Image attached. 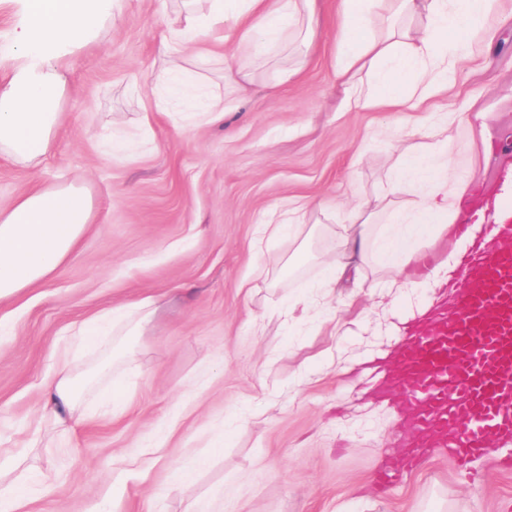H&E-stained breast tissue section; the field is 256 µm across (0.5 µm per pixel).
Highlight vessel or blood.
<instances>
[{"instance_id":"b4317fda","label":"vessel or blood","mask_w":512,"mask_h":512,"mask_svg":"<svg viewBox=\"0 0 512 512\" xmlns=\"http://www.w3.org/2000/svg\"><path fill=\"white\" fill-rule=\"evenodd\" d=\"M453 308L432 310L396 352L390 391L402 395L403 449H451L459 465L512 441V219L502 241L477 251Z\"/></svg>"}]
</instances>
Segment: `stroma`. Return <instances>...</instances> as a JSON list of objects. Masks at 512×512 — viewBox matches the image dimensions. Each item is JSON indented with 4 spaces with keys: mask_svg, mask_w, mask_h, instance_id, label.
Wrapping results in <instances>:
<instances>
[{
    "mask_svg": "<svg viewBox=\"0 0 512 512\" xmlns=\"http://www.w3.org/2000/svg\"><path fill=\"white\" fill-rule=\"evenodd\" d=\"M340 0H317L307 39L263 56L213 32L211 53L169 57L180 0H116L96 39L65 60L67 93L52 153L37 168L0 157V206L33 186L75 181L96 222L55 276L0 306V449L25 456L18 512H512V443L501 458L460 467L432 450L382 489L402 422L380 408L375 357L392 342L367 290L390 278L379 247L391 224L440 223L419 197L384 190L418 157L438 118L452 126L448 159L484 220L512 209V0H496L448 78L418 109H343L335 69ZM253 76L224 78V54ZM164 69L191 72L224 101L209 123L161 90ZM290 71L282 79L281 71ZM302 204L286 233L263 224ZM371 244L356 288L338 289L350 333L287 310L317 294L355 206ZM261 289L245 294L244 281ZM145 295L156 309L132 354L86 393V422L56 424L44 398L74 349L67 329ZM261 322V333L252 325ZM125 409L113 414L100 391Z\"/></svg>",
    "mask_w": 512,
    "mask_h": 512,
    "instance_id": "1",
    "label": "stroma"
}]
</instances>
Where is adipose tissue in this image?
Masks as SVG:
<instances>
[{
  "mask_svg": "<svg viewBox=\"0 0 512 512\" xmlns=\"http://www.w3.org/2000/svg\"><path fill=\"white\" fill-rule=\"evenodd\" d=\"M24 2L23 18L12 33L13 51L0 57V156L31 167L54 147L67 90L60 61L103 28L112 16V0ZM492 2L453 0L454 8L449 11L444 0H342L335 67L348 79L346 109L416 107L430 99L442 89L449 68L467 46L460 17L477 20ZM385 4L392 14L402 17L427 12L429 21L419 30L391 26L379 37H364L362 20ZM315 7L316 0H237L228 13L223 0H210L208 13L188 14L184 30L165 39L163 48L169 55L183 54L229 17L239 42L260 54L284 32L311 24ZM366 68L378 74V87L366 89L355 82V75ZM464 195V184L450 189L439 182L424 196L426 212H442L447 217L437 226L436 236L447 241L448 249L423 272L398 264L384 287H371L369 295L381 313L395 314L399 301L420 294L431 302L441 299L442 287L455 282L468 251L476 243L493 242L496 229L482 222L456 227ZM93 222L92 197L75 184L36 187L8 207H0V305L53 277ZM367 247L368 226L362 223L342 242L341 256L331 263L332 271L321 287L324 300L335 299L341 276L354 259L364 256ZM154 305V297L146 296L103 308L74 324L72 335L84 348L111 342L151 316ZM83 396V385L65 368L47 388L48 404L61 422L72 417Z\"/></svg>",
  "mask_w": 512,
  "mask_h": 512,
  "instance_id": "1",
  "label": "adipose tissue"
}]
</instances>
